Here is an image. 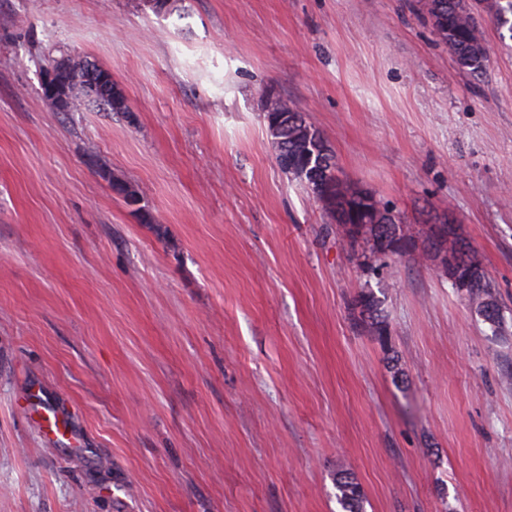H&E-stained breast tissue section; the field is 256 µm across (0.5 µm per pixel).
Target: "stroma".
Wrapping results in <instances>:
<instances>
[{
  "instance_id": "stroma-1",
  "label": "stroma",
  "mask_w": 512,
  "mask_h": 512,
  "mask_svg": "<svg viewBox=\"0 0 512 512\" xmlns=\"http://www.w3.org/2000/svg\"><path fill=\"white\" fill-rule=\"evenodd\" d=\"M483 34L476 79L421 0H0V512H341L343 473L363 512H512V40ZM64 55L125 111H56ZM272 94L396 254L282 170ZM445 215L500 330L426 249ZM67 66L68 63L63 58L53 60L50 66L46 69L43 78V82L49 89V96L52 97V100L56 101V105L58 106L62 104L63 99V97L60 96V92L63 90L60 76L63 74ZM352 192L351 195L355 194H363L366 197H368L371 201L374 203L379 204L385 211L386 215V224H364L360 228H358L353 233L349 234L347 236L348 242L350 244L357 242V240L363 236H369L372 240H374L375 237H377L379 234H386L387 236L393 235L396 236L397 232L400 231V225L399 218L392 213L388 208H386L373 194L366 192L364 190L358 189L356 187H352L350 185L347 186ZM380 206L376 207V211L374 212V221L376 222L379 218L380 212H382V208ZM375 225H379V227H376ZM27 412L39 418L46 437L55 439H59L60 437L66 438L68 434L67 426L58 418L54 406L51 403L46 401L39 402L27 410ZM336 500L342 512H362L363 491L350 476L341 474L336 478Z\"/></svg>"
}]
</instances>
